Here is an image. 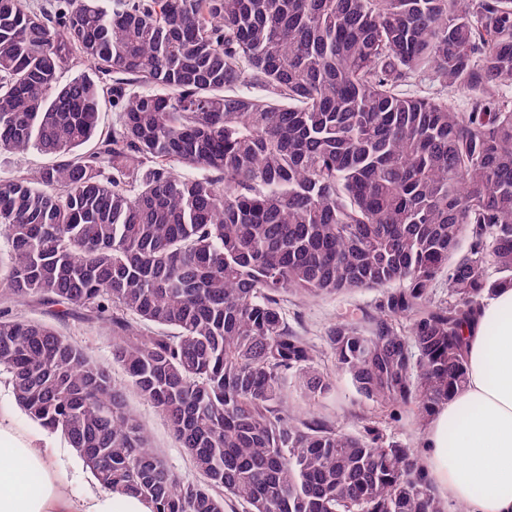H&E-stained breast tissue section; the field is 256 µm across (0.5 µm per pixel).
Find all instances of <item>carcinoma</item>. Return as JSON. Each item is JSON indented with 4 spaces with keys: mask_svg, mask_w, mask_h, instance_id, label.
I'll return each instance as SVG.
<instances>
[{
    "mask_svg": "<svg viewBox=\"0 0 512 512\" xmlns=\"http://www.w3.org/2000/svg\"><path fill=\"white\" fill-rule=\"evenodd\" d=\"M79 59L93 75L61 80ZM416 72L466 109L401 93ZM508 82L512 0H0V152L54 158L0 181V292L109 324L195 477L109 367L0 314L17 406L152 512H443L379 421L287 410L291 386L311 406L333 381L283 302L389 289L327 348L389 417L426 421L465 379L479 301L512 287ZM127 399L132 410L150 429L155 448L162 453L169 467L180 477L192 478L189 458L173 437L167 423L150 403L141 399L132 389L127 390Z\"/></svg>",
    "mask_w": 512,
    "mask_h": 512,
    "instance_id": "obj_1",
    "label": "carcinoma"
}]
</instances>
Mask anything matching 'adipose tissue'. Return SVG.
Segmentation results:
<instances>
[{"label": "adipose tissue", "mask_w": 512, "mask_h": 512, "mask_svg": "<svg viewBox=\"0 0 512 512\" xmlns=\"http://www.w3.org/2000/svg\"><path fill=\"white\" fill-rule=\"evenodd\" d=\"M467 380L427 419L422 463L443 501L512 512V287L484 297L469 321ZM0 512H151L134 495L64 488L59 463L0 420Z\"/></svg>", "instance_id": "1"}]
</instances>
